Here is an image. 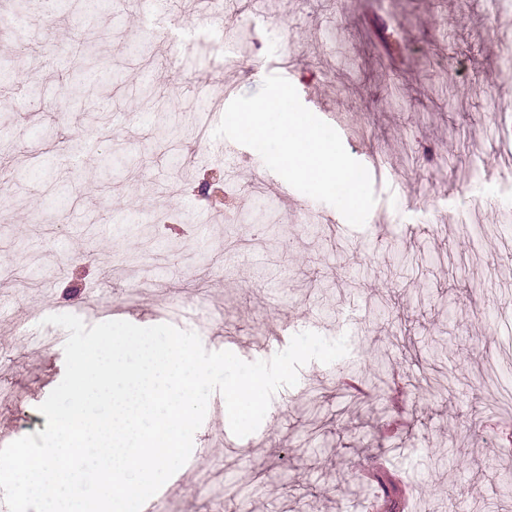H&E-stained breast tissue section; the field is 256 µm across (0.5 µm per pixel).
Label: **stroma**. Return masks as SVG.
I'll list each match as a JSON object with an SVG mask.
<instances>
[{"label": "stroma", "mask_w": 512, "mask_h": 512, "mask_svg": "<svg viewBox=\"0 0 512 512\" xmlns=\"http://www.w3.org/2000/svg\"><path fill=\"white\" fill-rule=\"evenodd\" d=\"M257 12L259 54L226 60ZM493 17L485 0H167L157 14L124 0L90 20L57 12L24 41L0 34L12 72L0 85V426L15 439L44 430L38 407L64 376L63 349L34 354L16 336L27 314L152 326L172 302L192 310L182 327L204 347L224 339L247 362L274 356L263 341L282 334L354 343L302 366L254 433L213 447L201 463L212 486H162L164 512H512V410L497 407L512 394V26ZM371 18L401 35L402 56ZM77 38L109 72V119L63 102ZM269 74L370 166L363 227L249 147L208 152L211 113ZM151 89L178 138L158 130ZM139 281L149 297L127 304ZM397 372L406 424L387 435L372 406ZM349 373L366 395L342 389ZM341 480L361 488L337 493Z\"/></svg>", "instance_id": "1"}]
</instances>
